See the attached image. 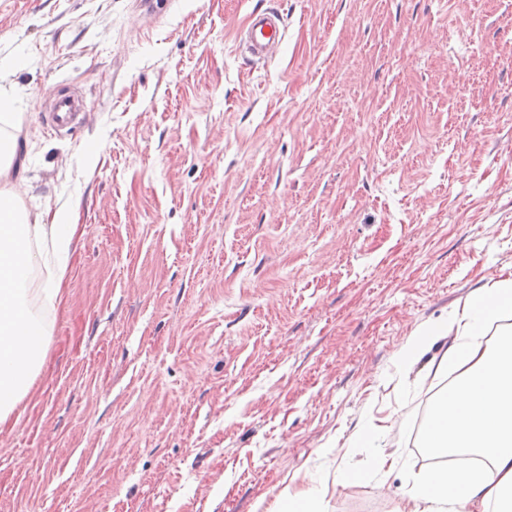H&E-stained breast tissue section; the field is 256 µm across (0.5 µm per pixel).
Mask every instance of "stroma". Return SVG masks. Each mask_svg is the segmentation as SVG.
<instances>
[{"mask_svg":"<svg viewBox=\"0 0 512 512\" xmlns=\"http://www.w3.org/2000/svg\"><path fill=\"white\" fill-rule=\"evenodd\" d=\"M0 89L25 209L85 230L0 512H254L339 467L330 512H393L433 389L393 353L512 271V0H0ZM283 16L276 11H256L238 34L239 48L253 60L265 61L285 37Z\"/></svg>","mask_w":512,"mask_h":512,"instance_id":"stroma-1","label":"stroma"}]
</instances>
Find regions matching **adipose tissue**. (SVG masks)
I'll return each instance as SVG.
<instances>
[{"mask_svg": "<svg viewBox=\"0 0 512 512\" xmlns=\"http://www.w3.org/2000/svg\"><path fill=\"white\" fill-rule=\"evenodd\" d=\"M11 130L0 138V429L28 395L45 328L28 310L23 284L39 267L38 246L51 242L57 270L38 289L48 307L62 298L70 248L82 233L73 214L22 211L12 163L27 143L9 113ZM429 358L433 377L450 382L436 398L420 431L423 448L436 457L455 448L480 456L477 466H438L409 476L396 512H512V272L488 279L447 314L418 326L397 349L394 366L409 374ZM322 477L309 474L288 487L273 512H328Z\"/></svg>", "mask_w": 512, "mask_h": 512, "instance_id": "adipose-tissue-1", "label": "adipose tissue"}]
</instances>
